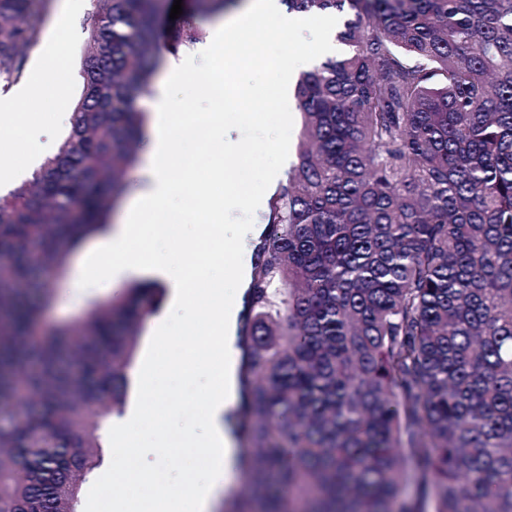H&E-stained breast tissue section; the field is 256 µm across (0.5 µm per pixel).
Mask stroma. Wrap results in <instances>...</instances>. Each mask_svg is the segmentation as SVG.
Wrapping results in <instances>:
<instances>
[{
	"label": "stroma",
	"instance_id": "1",
	"mask_svg": "<svg viewBox=\"0 0 512 512\" xmlns=\"http://www.w3.org/2000/svg\"><path fill=\"white\" fill-rule=\"evenodd\" d=\"M31 7L42 13L44 23L38 40L27 52L24 76L32 78L41 67L54 70L55 75L52 80L42 83L39 106L27 112V134L32 142L47 143L55 148L67 135L69 125L65 122L53 124L47 121L46 115L54 111L71 113L72 102L80 92L82 80L74 64V55L82 43V21L92 9V0H31ZM214 26L211 20L204 23L207 35L202 45L206 52L199 57L198 63L216 79H229L239 90H260L273 74L282 54L313 56L317 53L314 44L304 40H284L268 20L259 18L254 21L253 28L255 41L262 45L260 54L258 58L239 62L235 59L233 43H213L210 33ZM277 120V114L271 112L262 117L250 114L238 122L237 137L251 142L255 149L247 157L232 160V167L262 171L272 161L283 138L298 139L302 124L298 108L289 110L286 126H279ZM82 257V251L74 252L54 303L41 313L35 326L36 333L49 331L61 322L79 319L87 309L88 300L107 299L102 284L83 278ZM190 380L195 397L182 401L169 417L161 419L157 426L146 428L139 436L145 449L144 461L152 473L151 482L137 491L136 500L141 504H149L154 497L176 484L205 477L201 460L193 449H183L175 461L159 450L160 444L169 437L200 441L206 436L203 413L196 396L209 388L210 380L199 373L191 374Z\"/></svg>",
	"mask_w": 512,
	"mask_h": 512
}]
</instances>
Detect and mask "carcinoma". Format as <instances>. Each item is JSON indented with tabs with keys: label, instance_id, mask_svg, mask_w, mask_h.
I'll return each instance as SVG.
<instances>
[{
	"label": "carcinoma",
	"instance_id": "1",
	"mask_svg": "<svg viewBox=\"0 0 512 512\" xmlns=\"http://www.w3.org/2000/svg\"><path fill=\"white\" fill-rule=\"evenodd\" d=\"M240 0H92L70 129L0 198V512H80L161 288L36 338L108 227L162 53ZM353 13L300 75L296 161L268 200L230 415L252 489L222 512H512V0H282ZM0 0V79L40 34Z\"/></svg>",
	"mask_w": 512,
	"mask_h": 512
}]
</instances>
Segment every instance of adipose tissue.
<instances>
[{
	"mask_svg": "<svg viewBox=\"0 0 512 512\" xmlns=\"http://www.w3.org/2000/svg\"><path fill=\"white\" fill-rule=\"evenodd\" d=\"M262 15L270 20L288 39H297L306 33L295 13L289 12L282 0H248L247 5L230 20L219 23L216 36L236 38L244 42L248 35V20ZM305 58H284L273 79L258 97L266 107L288 106L293 90V77L298 69L308 66ZM214 77L201 69L195 58L183 55L169 59L162 76L152 92L143 100L152 116L149 143L143 170V182L123 204L117 222L108 233L97 238L92 246V261L85 272L88 278L105 283L110 288L124 287L128 282L155 283L166 288L175 304H196L207 314L204 324L187 322L185 331L196 338L190 359L167 352L171 341L164 325L154 326L147 340L153 351L150 366L141 368L135 378L136 398L128 410L112 420V445L121 456L112 466V482L124 491L125 498H133L136 490L149 482L150 473L141 464L134 442L137 431L158 417L157 402L161 387L152 384L153 371L167 377L186 375L188 365L199 372L210 374L216 380L214 390L201 402L208 427L207 439L198 444L196 453L210 473L208 482H186L153 500L147 512H213L214 504L223 490L228 489L235 465V439L226 422L232 404L233 373L226 363V351L233 341L237 326L240 300L250 281L252 243L261 229L254 224L210 225V238H224L231 243L229 253L230 277L210 272L204 263L195 262L192 243L172 247L166 255H154L147 248L149 240H166L171 236L169 215L164 202L183 194L199 178L197 169L176 170L172 158L177 131L170 124L173 85L203 88L214 84ZM240 100L232 94L216 96L212 116L196 131L198 141L214 144V125H222L225 154L234 157L247 155L251 147L233 140L230 132L240 118Z\"/></svg>",
	"mask_w": 512,
	"mask_h": 512,
	"instance_id": "ef3b65f1",
	"label": "adipose tissue"
}]
</instances>
